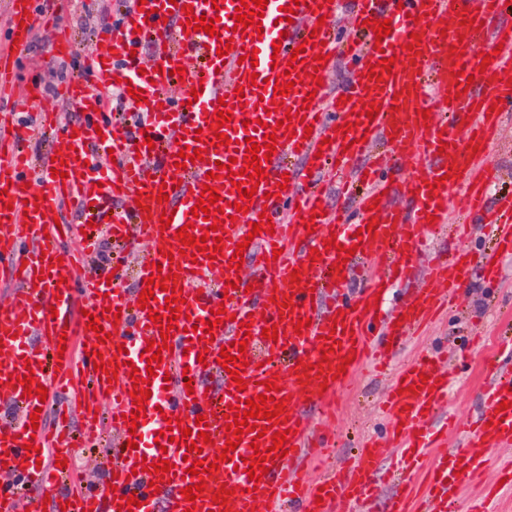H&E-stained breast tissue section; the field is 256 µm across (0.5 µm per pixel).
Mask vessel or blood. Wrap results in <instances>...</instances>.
Returning a JSON list of instances; mask_svg holds the SVG:
<instances>
[{
  "label": "vessel or blood",
  "instance_id": "vessel-or-blood-1",
  "mask_svg": "<svg viewBox=\"0 0 512 512\" xmlns=\"http://www.w3.org/2000/svg\"><path fill=\"white\" fill-rule=\"evenodd\" d=\"M241 0H146L125 24L101 36L97 59L89 73L68 81L62 96L77 112L63 122L51 103H44V129L70 138L59 150L65 177L42 168L31 183L33 158L14 151L15 140L27 128L0 123V190H7L11 208L0 205V284L12 294L0 304V399L16 409L0 421V456H6L19 482L0 488V512H19L21 497L36 499L54 489L56 512H185L183 495L192 485L189 461L211 464L226 442V417L231 407L264 393V380L277 379L276 399L286 400L285 417H274L273 430L291 428L284 458H268L267 474L252 482L242 470L253 455L252 441L262 447L270 437L245 430L231 460L205 478V492L194 512H371L374 481L384 442L397 444V490L388 512H456V489L471 484L483 469L487 451L512 446V406L500 411L501 401L512 403V374L497 362L486 365L481 408L464 434L462 447L438 456L430 450L448 435L438 424V409L448 398L454 375L447 360L422 357L394 372L384 403L389 420L385 441H370L351 461L330 468L311 480L310 462L334 447L333 437L313 439L302 404L329 410L347 377L365 361L388 369L394 352L449 306L460 301L472 275L489 284L501 276L497 255H512V192L492 195L501 177L487 167L471 143L488 149L499 144L503 126L512 116V86L500 73L512 75V7L507 0H356L351 35L337 37V0H268L261 27L236 28ZM215 22L216 34L193 30L184 6ZM294 7L292 21L282 10ZM11 33L28 43L41 15L35 0H10ZM390 20L392 31L376 39L374 20ZM161 48V71H140L132 48L143 42ZM344 44L350 76L341 89L346 103L332 102L329 77L337 60L332 53ZM301 58H293L297 46ZM459 57H451V50ZM256 62H248V54ZM326 55L317 66L315 55ZM490 65H483L484 56ZM393 59L391 73L372 75L371 65ZM184 68L183 93L172 96L165 87L172 70ZM287 74L294 86L285 95V109L269 112L273 82ZM141 91L152 115L149 125L129 133L126 125L103 118V94L112 87ZM378 107L375 119L362 113L366 104ZM232 112L224 125L209 120L219 107ZM287 120L285 128L276 123ZM350 124V131L337 127ZM312 134H305V127ZM222 128L229 145H217L215 128ZM274 143L276 152L262 164L266 178L248 203L237 212L240 195L230 174L244 168L247 138ZM201 148L204 160L178 168L182 146ZM363 161L365 191L354 206L341 175L350 162ZM214 180H207V172ZM211 184L223 207V256L180 255L175 234L194 224L203 236L209 224L193 217L192 207L204 184ZM141 192L164 193L168 203L151 204L149 212L129 215L113 211L117 201ZM78 209L86 221L104 224L114 244L135 252L134 265L115 263L113 278L92 270L77 254L61 255L58 242L68 235L84 250L94 241L79 225L56 226L63 205ZM173 219L161 227L162 212ZM462 220L452 224L451 212ZM274 223L273 233L253 234L260 214ZM377 228H370L371 220ZM452 228L447 245L435 247L425 275L427 285L379 318L373 302L381 289L409 282L414 261L430 230ZM488 229L489 246L473 251L469 243L478 228ZM335 238L337 246L325 250ZM253 267L251 279L230 269L238 243ZM320 259H312V249ZM353 249L345 257V249ZM172 275L187 304L169 332L163 362L147 373L148 341L160 330L151 314H165L166 293L155 290L147 308L138 304L145 280L156 272ZM300 283H293V275ZM358 275L364 286L353 295L338 287L341 276ZM133 278L134 291L120 288ZM235 290H226L227 281ZM261 306L262 315L252 313ZM225 307L229 317L214 323L213 312ZM108 332V340L88 330V314ZM310 318V327L295 334L294 322ZM276 326L277 339L264 338L263 328ZM247 341V364L238 376L220 365L222 351L238 355ZM66 351H59V344ZM350 358L343 378H336L342 358ZM104 370H95L97 361ZM116 370L109 380L108 370ZM138 373L152 392L137 424L125 416L134 411L131 373ZM34 375L47 388V402L25 397L22 378ZM247 382L237 390L235 378ZM112 402L114 441L121 459L105 474L96 492L71 482V467L37 466V458H71L75 441L64 416L68 402L80 403L86 437L100 425L98 401ZM38 423H31L32 411ZM55 418H48V411ZM207 428H199L197 416ZM180 418L192 433L207 431L210 444L201 451L173 430L169 421ZM171 430L174 440L160 448L155 439ZM138 435L130 448V435ZM172 464L166 482L151 488V464ZM231 487L226 503L214 500L215 490ZM134 495L141 505L122 507L123 496Z\"/></svg>",
  "mask_w": 512,
  "mask_h": 512
}]
</instances>
